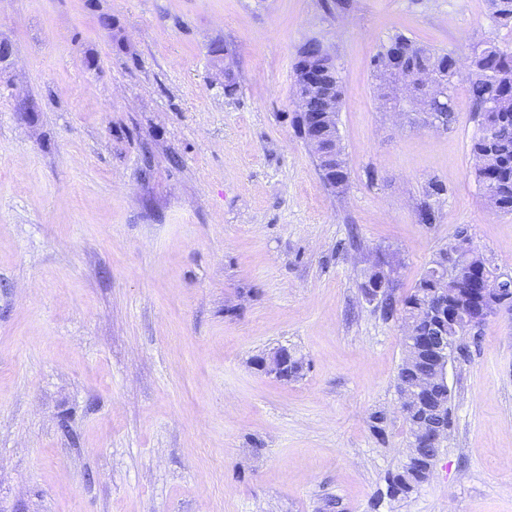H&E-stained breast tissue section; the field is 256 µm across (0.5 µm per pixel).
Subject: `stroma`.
<instances>
[{
	"mask_svg": "<svg viewBox=\"0 0 512 512\" xmlns=\"http://www.w3.org/2000/svg\"><path fill=\"white\" fill-rule=\"evenodd\" d=\"M396 34L458 57L449 127L376 77ZM312 39L342 192L293 125ZM0 40V512H512V314L453 357L434 475L391 500L401 320L360 291L380 254L404 296L462 228L512 274L470 155V49L512 47L490 0H0ZM278 347L299 379L252 367ZM317 43L316 40H310L299 49L296 70L302 62L308 59L318 61L316 57ZM323 54L326 61L317 64L305 63L295 73V103L299 112H304L307 109L312 93L327 90V95H331L332 88L336 86L338 70L334 60L326 49Z\"/></svg>",
	"mask_w": 512,
	"mask_h": 512,
	"instance_id": "stroma-1",
	"label": "stroma"
}]
</instances>
